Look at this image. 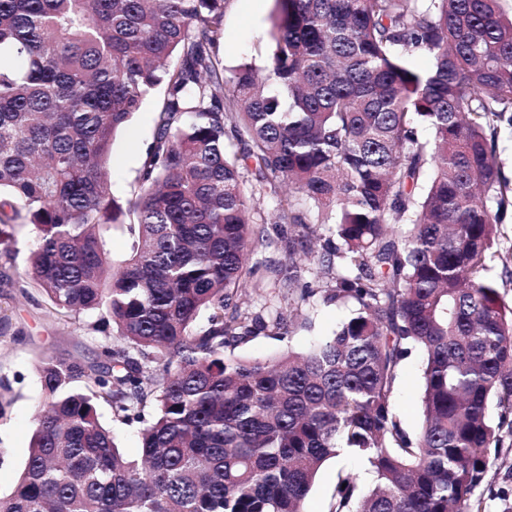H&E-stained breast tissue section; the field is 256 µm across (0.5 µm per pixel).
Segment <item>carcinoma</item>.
Instances as JSON below:
<instances>
[{"label":"carcinoma","mask_w":512,"mask_h":512,"mask_svg":"<svg viewBox=\"0 0 512 512\" xmlns=\"http://www.w3.org/2000/svg\"><path fill=\"white\" fill-rule=\"evenodd\" d=\"M274 2L268 65L227 76L224 0H0V226L30 227L17 286L101 334L96 361L41 360L0 512H304L344 453L373 485L338 472L329 512H482L489 451L512 436V306L487 275L512 206L495 157L512 16L502 0ZM158 89L125 208L113 142ZM126 215L116 265L105 235ZM17 253L0 231V264ZM312 270L351 317L302 352L234 357L308 322ZM415 347L412 435L393 393ZM103 403L144 424L139 457ZM99 416L104 425L113 427L121 450L130 457H138L141 447V425H120L112 422V412L106 405L100 406Z\"/></svg>","instance_id":"carcinoma-1"}]
</instances>
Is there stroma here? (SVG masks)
<instances>
[{
    "label": "stroma",
    "instance_id": "1",
    "mask_svg": "<svg viewBox=\"0 0 512 512\" xmlns=\"http://www.w3.org/2000/svg\"><path fill=\"white\" fill-rule=\"evenodd\" d=\"M274 0H226L224 34L219 55L225 70L242 63L263 67L266 47L272 29ZM162 100L161 93L149 97L134 116L128 130L113 145L116 163L112 169V195L119 203L134 199L136 177L143 163L156 126ZM14 234L19 253L13 268H0V378L11 386L7 394V417L0 422V494H7L16 485L28 455L34 432V418L41 403L37 383V366L46 355L89 361L96 355V333L93 317H83L69 324L50 311L45 297L36 288L20 294L11 280L22 273L27 259L29 229L18 226ZM490 275L506 303H512V211L498 227L495 255L490 261ZM351 313L350 306L317 302L308 328L296 329L282 339L260 334L240 344L235 356L243 359L264 358L285 349L303 350L314 342L333 335ZM424 353L413 349L405 360L397 383L394 406L409 432H416L420 423V386ZM347 471L359 485H368L372 475L361 461L343 455L321 468L308 494L305 512H328L336 486L338 471ZM512 490V437H505L486 481L476 489L483 512H502L503 492Z\"/></svg>",
    "mask_w": 512,
    "mask_h": 512
}]
</instances>
